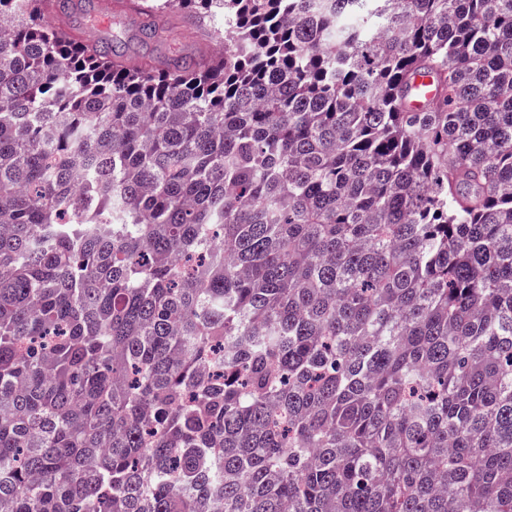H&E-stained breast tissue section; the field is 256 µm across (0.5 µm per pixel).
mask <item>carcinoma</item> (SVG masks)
Masks as SVG:
<instances>
[{
  "mask_svg": "<svg viewBox=\"0 0 512 512\" xmlns=\"http://www.w3.org/2000/svg\"><path fill=\"white\" fill-rule=\"evenodd\" d=\"M45 2L0 0V512H512V0H135L223 12L160 64Z\"/></svg>",
  "mask_w": 512,
  "mask_h": 512,
  "instance_id": "carcinoma-1",
  "label": "carcinoma"
}]
</instances>
